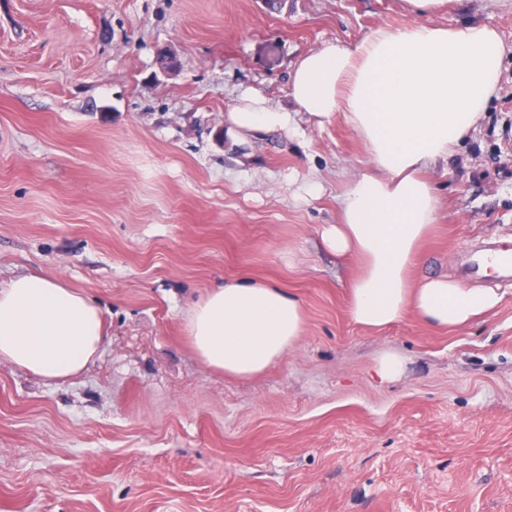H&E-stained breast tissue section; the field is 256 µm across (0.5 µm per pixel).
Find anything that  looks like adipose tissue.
Wrapping results in <instances>:
<instances>
[{
    "instance_id": "obj_1",
    "label": "adipose tissue",
    "mask_w": 512,
    "mask_h": 512,
    "mask_svg": "<svg viewBox=\"0 0 512 512\" xmlns=\"http://www.w3.org/2000/svg\"><path fill=\"white\" fill-rule=\"evenodd\" d=\"M444 0H408L414 18L380 27L351 45L328 42L290 74L298 110L317 119L341 115L359 135L370 168L337 197L341 221L325 226V249L358 256L350 313L383 328L413 311L434 327L454 328L499 299L443 276L410 286L409 272L437 221L438 196L427 170L447 160L481 120L494 95L506 46L483 23L448 29L428 15ZM293 113L244 90L227 114L241 135L284 129ZM301 301L262 282L228 281L196 301L187 338L209 367L233 377L264 372L299 340ZM105 343L99 308L55 279L19 275L0 289V360L45 378L81 372Z\"/></svg>"
}]
</instances>
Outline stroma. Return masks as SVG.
Returning <instances> with one entry per match:
<instances>
[{
    "label": "stroma",
    "mask_w": 512,
    "mask_h": 512,
    "mask_svg": "<svg viewBox=\"0 0 512 512\" xmlns=\"http://www.w3.org/2000/svg\"><path fill=\"white\" fill-rule=\"evenodd\" d=\"M411 20L406 0H0V287L50 275L106 335L68 378L0 362V512H512V285L484 283L498 305L460 328L357 325L359 263L319 242L369 165L358 134L338 115L258 136L225 121L246 88L292 108L290 73L323 43ZM431 20L490 25L507 52L432 172L414 282L512 246V0ZM227 280L304 308L296 346L254 377L208 368L185 332Z\"/></svg>",
    "instance_id": "35a3bbf8"
}]
</instances>
